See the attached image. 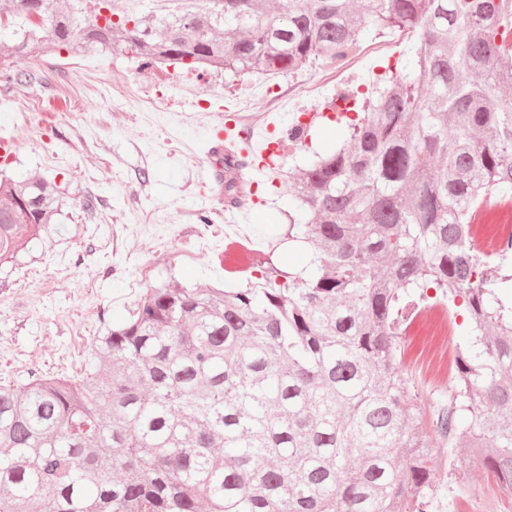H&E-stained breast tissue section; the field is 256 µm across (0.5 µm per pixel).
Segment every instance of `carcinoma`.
Masks as SVG:
<instances>
[{
    "label": "carcinoma",
    "instance_id": "obj_1",
    "mask_svg": "<svg viewBox=\"0 0 512 512\" xmlns=\"http://www.w3.org/2000/svg\"><path fill=\"white\" fill-rule=\"evenodd\" d=\"M418 35L413 68L346 111V140L292 176L277 240L241 288L171 281L87 350L82 375L0 384V512H427L436 449L466 440L512 492V236L475 253L473 213L512 199L506 0H8L0 82L50 49L294 72L367 32ZM68 206L0 173V266ZM463 298L472 329L435 439L410 425L397 366L410 292Z\"/></svg>",
    "mask_w": 512,
    "mask_h": 512
}]
</instances>
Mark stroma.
<instances>
[{
    "label": "stroma",
    "instance_id": "35a3bbf8",
    "mask_svg": "<svg viewBox=\"0 0 512 512\" xmlns=\"http://www.w3.org/2000/svg\"><path fill=\"white\" fill-rule=\"evenodd\" d=\"M360 48L339 75L318 62L234 77L220 68L145 66L126 53L74 56L62 49L18 61V70L39 74L43 83L34 96L0 86V140L12 145L0 168L19 180L54 181L69 206L45 244H34V262L0 270V382L78 375L96 333L128 316L146 288L163 280L221 285L228 239L267 248L265 229L288 206L289 170L334 141V100L387 85L416 39L397 30L371 33ZM245 106L261 109L264 120L243 140L235 122ZM301 111L310 127L306 144L283 140ZM218 131L227 147H250L267 162L246 168L258 198L232 214L219 211L204 180ZM445 344L427 323L398 338L400 373L417 396L411 422L430 435L455 385L430 373ZM440 455L434 496L455 497L463 486L493 496L473 449L444 446Z\"/></svg>",
    "mask_w": 512,
    "mask_h": 512
}]
</instances>
